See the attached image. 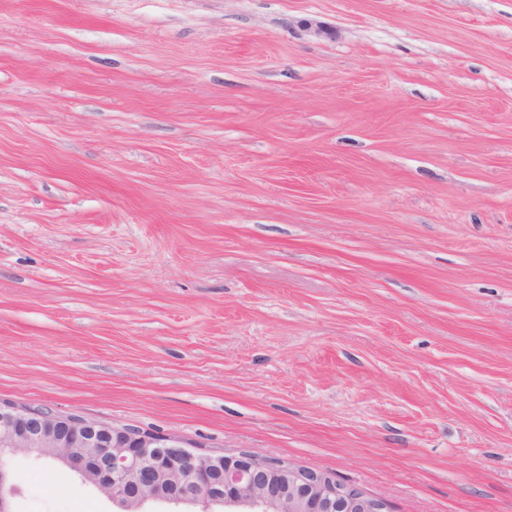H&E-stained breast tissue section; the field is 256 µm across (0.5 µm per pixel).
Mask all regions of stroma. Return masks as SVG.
I'll return each instance as SVG.
<instances>
[{"label": "stroma", "instance_id": "stroma-1", "mask_svg": "<svg viewBox=\"0 0 512 512\" xmlns=\"http://www.w3.org/2000/svg\"><path fill=\"white\" fill-rule=\"evenodd\" d=\"M1 403L512 512V0H0Z\"/></svg>", "mask_w": 512, "mask_h": 512}]
</instances>
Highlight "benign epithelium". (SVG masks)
Returning <instances> with one entry per match:
<instances>
[{
  "label": "benign epithelium",
  "instance_id": "obj_1",
  "mask_svg": "<svg viewBox=\"0 0 512 512\" xmlns=\"http://www.w3.org/2000/svg\"><path fill=\"white\" fill-rule=\"evenodd\" d=\"M24 452L69 466L120 512H389L332 475L293 464L193 451L171 435L0 405V512H16L8 459Z\"/></svg>",
  "mask_w": 512,
  "mask_h": 512
}]
</instances>
